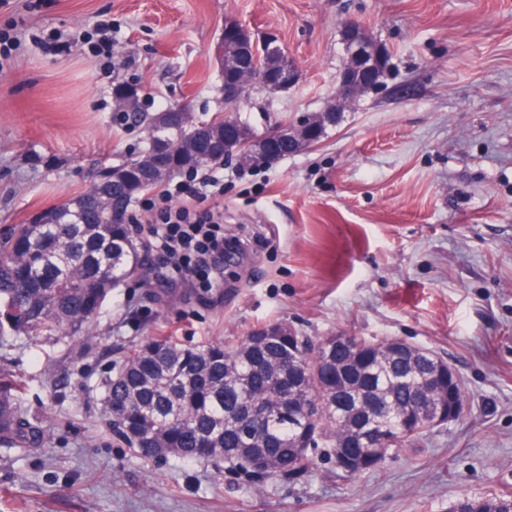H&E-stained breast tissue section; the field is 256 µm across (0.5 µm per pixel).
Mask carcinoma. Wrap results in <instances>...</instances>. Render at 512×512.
Wrapping results in <instances>:
<instances>
[{"instance_id":"obj_1","label":"carcinoma","mask_w":512,"mask_h":512,"mask_svg":"<svg viewBox=\"0 0 512 512\" xmlns=\"http://www.w3.org/2000/svg\"><path fill=\"white\" fill-rule=\"evenodd\" d=\"M272 46L256 45L251 66L259 73L277 67ZM129 118L143 125V152L162 163L180 160L158 149L164 140L187 145L201 137L191 170L220 162L224 124H239L230 149L253 165L266 166L296 152L283 140L268 145L236 114L203 127L183 124L173 110L159 118L137 110L136 94L119 86ZM123 176L104 188L116 208L128 210L141 184L159 185L140 158L125 161ZM51 224H13L0 247V333L37 338L78 336L89 346L88 330L112 289L137 277L127 224L105 223L99 187L52 208ZM460 400L465 385L435 351L401 339L369 340L328 336L315 345L286 322L264 326L237 343L185 345L158 336L131 348L106 381L104 410L118 419L128 444L143 459L174 455L201 462L223 460L268 476L314 473V454H325L336 475L354 479L380 467L399 450L425 444L441 424L429 414L448 405V382ZM17 384L0 377V437L18 446L35 427L17 398ZM318 404L311 423L313 446L301 447L303 411ZM448 512H512V495L457 499Z\"/></svg>"}]
</instances>
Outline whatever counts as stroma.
Listing matches in <instances>:
<instances>
[{
  "mask_svg": "<svg viewBox=\"0 0 512 512\" xmlns=\"http://www.w3.org/2000/svg\"><path fill=\"white\" fill-rule=\"evenodd\" d=\"M101 16L108 58L87 42ZM230 18L302 73L236 104L258 132L335 97L345 20L383 46L390 71L317 145L225 165L223 196L195 202L224 215L220 287L150 275L116 288L86 353L68 337L0 338V372L37 425L28 448L0 446V512H448L464 496L512 495V0H11L0 235L138 156L144 129L114 111L115 85L151 114L225 113L213 49ZM281 321L315 341L435 350L464 381L462 416L347 480L326 460L312 477L145 460L104 412L105 378L146 337L238 342Z\"/></svg>",
  "mask_w": 512,
  "mask_h": 512,
  "instance_id": "stroma-1",
  "label": "stroma"
}]
</instances>
